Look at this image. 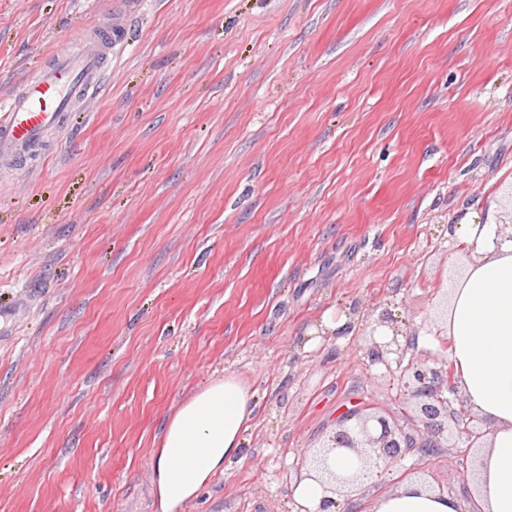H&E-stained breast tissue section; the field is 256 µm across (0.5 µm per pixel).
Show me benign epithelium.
Listing matches in <instances>:
<instances>
[{"mask_svg": "<svg viewBox=\"0 0 512 512\" xmlns=\"http://www.w3.org/2000/svg\"><path fill=\"white\" fill-rule=\"evenodd\" d=\"M380 327L392 331V339L380 344L375 335ZM362 332L368 340V357L374 363L388 364V356L399 353L398 337L404 331L391 313L363 324ZM453 369L445 361L429 363V360L414 357L401 370L399 380L403 394L414 401L419 421L426 437H415L392 417L382 414L351 413L346 416L350 424L340 425L327 443L303 453L302 464L306 471L314 472L329 486L332 492H353L356 480L337 478L325 468L329 452L334 448H348L357 452L365 462L368 472L397 468L415 448L426 451L440 447L438 438L448 431V421L455 424V437L465 449L480 447L487 435L482 420L466 409L465 405L454 409L451 397L456 395L452 382Z\"/></svg>", "mask_w": 512, "mask_h": 512, "instance_id": "7a95c632", "label": "benign epithelium"}]
</instances>
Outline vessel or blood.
Returning <instances> with one entry per match:
<instances>
[{
	"instance_id": "b4317fda",
	"label": "vessel or blood",
	"mask_w": 512,
	"mask_h": 512,
	"mask_svg": "<svg viewBox=\"0 0 512 512\" xmlns=\"http://www.w3.org/2000/svg\"><path fill=\"white\" fill-rule=\"evenodd\" d=\"M80 43L79 52L56 51L50 65L0 101V161L9 163L32 152L75 99L100 93L113 42L96 35L82 37Z\"/></svg>"
}]
</instances>
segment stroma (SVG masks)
<instances>
[{"mask_svg": "<svg viewBox=\"0 0 512 512\" xmlns=\"http://www.w3.org/2000/svg\"><path fill=\"white\" fill-rule=\"evenodd\" d=\"M102 29L101 95L0 169V512H156L166 418L227 373L245 457L183 512H297L348 413L416 423L322 317L434 331L449 225H512V0H0V96ZM420 475L467 485L414 451L360 508Z\"/></svg>", "mask_w": 512, "mask_h": 512, "instance_id": "stroma-1", "label": "stroma"}]
</instances>
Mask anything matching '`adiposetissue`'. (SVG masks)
Listing matches in <instances>:
<instances>
[{
    "mask_svg": "<svg viewBox=\"0 0 512 512\" xmlns=\"http://www.w3.org/2000/svg\"><path fill=\"white\" fill-rule=\"evenodd\" d=\"M468 260L448 277L441 328L455 387L488 429L470 494L481 512H512V229L492 219L451 232ZM255 394L235 375L213 378L166 419L152 464L159 512H181L241 454ZM368 512H463L458 498L410 479Z\"/></svg>",
    "mask_w": 512,
    "mask_h": 512,
    "instance_id": "obj_1",
    "label": "adipose tissue"
}]
</instances>
